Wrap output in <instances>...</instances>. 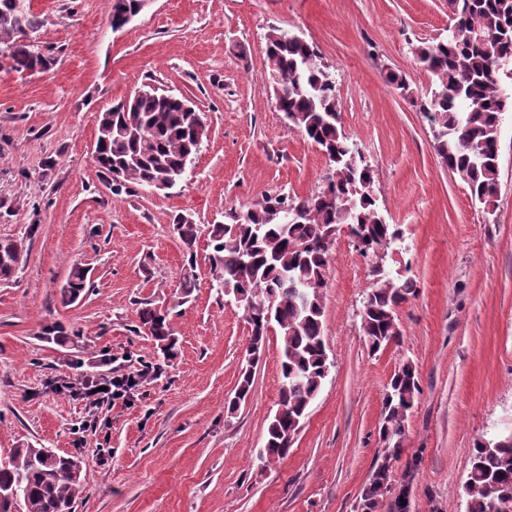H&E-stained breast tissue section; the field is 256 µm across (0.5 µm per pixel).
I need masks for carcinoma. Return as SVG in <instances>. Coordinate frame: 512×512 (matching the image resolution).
Here are the masks:
<instances>
[{"label":"carcinoma","mask_w":512,"mask_h":512,"mask_svg":"<svg viewBox=\"0 0 512 512\" xmlns=\"http://www.w3.org/2000/svg\"><path fill=\"white\" fill-rule=\"evenodd\" d=\"M454 15L448 36L417 48L418 62L435 78V87L422 100L396 75L403 97L433 121V148L443 164L468 186L474 200L490 205L499 182V130L509 106L498 72L500 60L512 57V0H448ZM137 0H110L109 19L115 22L135 9ZM47 18L27 12L16 18L14 0H0V54L18 73L45 72L54 57L34 49L23 30L34 33ZM266 79L280 92L278 111L288 126L318 146L331 176L307 197L267 195L245 212L228 209L224 222L211 225L207 247L213 287L242 295L240 308L250 325L248 349L261 354L267 327L280 336L278 406L284 408L266 430L260 460L284 458L288 435L301 426L331 367L323 334V296L336 235L348 229L359 251L376 257L400 237V229L382 220L373 191L374 172L342 133L336 83L319 61L315 46L289 31L273 28L266 37ZM198 112L189 100L170 92L147 91L134 102L117 103L99 116L97 167L120 194L160 178L178 182L207 138ZM134 124L143 134L134 138ZM135 156L137 165L124 170ZM173 231L182 243L186 263L183 296L187 302L196 285V247L199 228L185 216L174 218ZM19 263L12 240L0 241V279H8ZM374 286L363 301L360 332L373 352L400 339L396 309L415 293L410 279L393 278L382 266L373 267ZM87 271L72 264L64 296L78 298L86 288ZM275 298L273 309L267 308ZM163 356L175 355L177 338L171 310L146 303L138 311ZM419 394L415 368L406 363L392 376L383 398L379 434L385 448L360 492L357 512H376L392 493L390 467L404 451L405 421ZM89 473L83 462L47 448L9 450L0 462V490L16 492L27 512H75ZM468 512H489L492 501L512 497V431L483 439L473 448L471 468L463 486Z\"/></svg>","instance_id":"obj_1"}]
</instances>
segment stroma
Instances as JSON below:
<instances>
[{
	"label": "stroma",
	"mask_w": 512,
	"mask_h": 512,
	"mask_svg": "<svg viewBox=\"0 0 512 512\" xmlns=\"http://www.w3.org/2000/svg\"><path fill=\"white\" fill-rule=\"evenodd\" d=\"M33 10L48 18L32 41L54 53L53 67L0 68V200L11 207L0 238L26 247L0 280V456L29 444L83 459L76 512H355L383 456L384 393L408 362L420 392L392 484L413 471L411 512H468L472 449L512 424V107L485 206L385 79L433 88L416 49L446 36L448 0H151L118 32L109 0H33ZM274 27L302 34L333 73L342 128L374 171L386 223L402 231L382 263L416 293L397 311L400 343L371 351L359 326L372 261L338 235L322 290L332 366L288 456L268 465L259 453L278 408L280 337L269 333L246 401L230 410L249 326L212 287L207 228L266 193H314L328 173L273 107ZM145 84L190 98L210 135L175 187L116 196L92 158L99 114ZM178 215L200 227L197 281L173 316L179 350L167 360L137 304L177 305ZM76 262L88 287L68 304ZM145 364L154 372L127 402L90 408L51 387ZM91 419L96 431L77 434Z\"/></svg>",
	"instance_id": "1"
}]
</instances>
